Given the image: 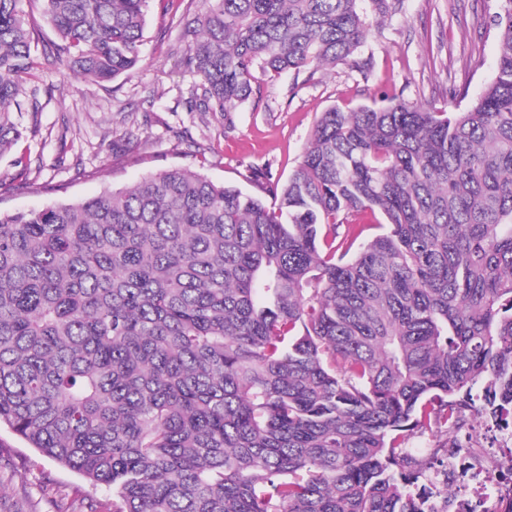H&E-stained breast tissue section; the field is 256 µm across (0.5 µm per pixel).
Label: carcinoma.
<instances>
[{"mask_svg":"<svg viewBox=\"0 0 512 512\" xmlns=\"http://www.w3.org/2000/svg\"><path fill=\"white\" fill-rule=\"evenodd\" d=\"M0 0V157L47 89ZM74 71L139 61L150 0H39ZM191 109L339 62L403 0H201ZM464 109L320 113L275 207L197 172L0 211V425L112 512H434L416 438L512 408V0Z\"/></svg>","mask_w":512,"mask_h":512,"instance_id":"1","label":"carcinoma"}]
</instances>
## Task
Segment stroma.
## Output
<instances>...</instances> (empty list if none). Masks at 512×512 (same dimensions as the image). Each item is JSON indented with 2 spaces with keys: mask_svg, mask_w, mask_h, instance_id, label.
<instances>
[{
  "mask_svg": "<svg viewBox=\"0 0 512 512\" xmlns=\"http://www.w3.org/2000/svg\"><path fill=\"white\" fill-rule=\"evenodd\" d=\"M35 37L36 73L50 88L40 112L24 123L22 143L32 160L26 183L0 159V210L79 202L138 180L150 171H197L273 204L257 171L287 180L296 169L313 125L326 109L378 103L389 96L439 110L468 105L491 79L496 32L480 25L499 0H404L371 31L356 56L372 62L369 74L349 64L317 72L259 75L253 97L230 117L194 112L202 82L182 56L192 40L197 0L165 8L151 0L142 60L130 75L96 82L77 76L65 57L47 54L55 41L38 0H21ZM55 191H48V184ZM0 512H80L87 496L112 494L80 474L45 459L7 427H0Z\"/></svg>",
  "mask_w": 512,
  "mask_h": 512,
  "instance_id": "35a3bbf8",
  "label": "stroma"
}]
</instances>
